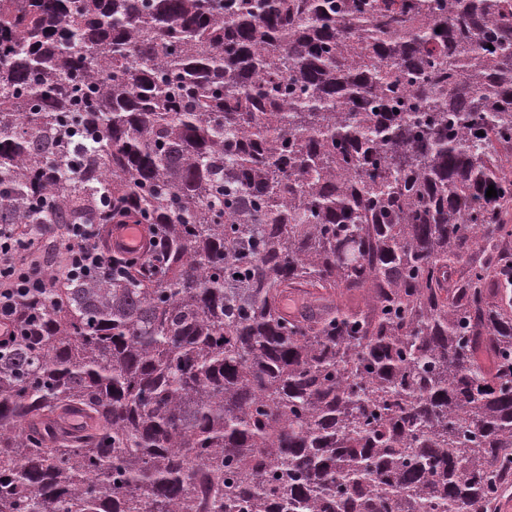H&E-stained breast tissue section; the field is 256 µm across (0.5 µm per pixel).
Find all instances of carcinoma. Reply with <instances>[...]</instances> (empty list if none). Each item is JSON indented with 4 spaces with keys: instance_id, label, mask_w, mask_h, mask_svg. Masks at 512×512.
Segmentation results:
<instances>
[{
    "instance_id": "1",
    "label": "carcinoma",
    "mask_w": 512,
    "mask_h": 512,
    "mask_svg": "<svg viewBox=\"0 0 512 512\" xmlns=\"http://www.w3.org/2000/svg\"><path fill=\"white\" fill-rule=\"evenodd\" d=\"M510 151L512 0H0V225L152 237L18 301L0 512H496ZM112 248L142 252L149 246V237L144 224H111Z\"/></svg>"
}]
</instances>
